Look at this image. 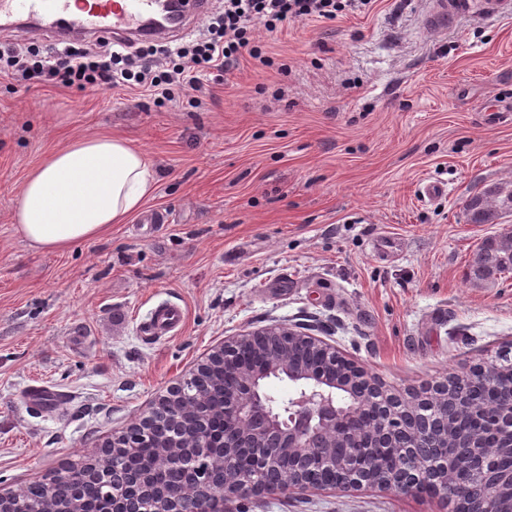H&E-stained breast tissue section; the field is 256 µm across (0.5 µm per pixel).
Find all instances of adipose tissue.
Here are the masks:
<instances>
[{
    "label": "adipose tissue",
    "mask_w": 512,
    "mask_h": 512,
    "mask_svg": "<svg viewBox=\"0 0 512 512\" xmlns=\"http://www.w3.org/2000/svg\"><path fill=\"white\" fill-rule=\"evenodd\" d=\"M156 187L147 155L125 138L78 137L26 173L12 221L32 248L60 253L127 223Z\"/></svg>",
    "instance_id": "ef3b65f1"
}]
</instances>
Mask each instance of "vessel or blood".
<instances>
[{
  "label": "vessel or blood",
  "instance_id": "obj_1",
  "mask_svg": "<svg viewBox=\"0 0 512 512\" xmlns=\"http://www.w3.org/2000/svg\"><path fill=\"white\" fill-rule=\"evenodd\" d=\"M208 0H181L164 29L147 30L145 24L160 9L158 0H95L93 6H82L81 0H0V18L26 17L51 19L57 26L51 37L58 42L69 40V22H77L83 35L115 40L157 41L172 38L188 30L205 12ZM473 0H459L449 7L441 0L429 15L430 26L445 29L453 26L460 14L474 10ZM185 322L182 308L171 302L158 304L151 312L148 333L163 336L181 329Z\"/></svg>",
  "mask_w": 512,
  "mask_h": 512
}]
</instances>
